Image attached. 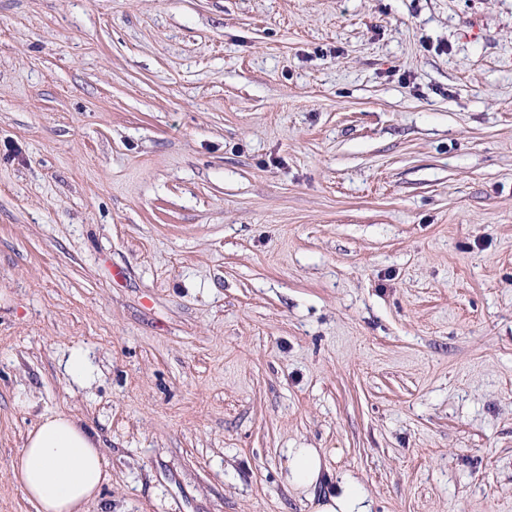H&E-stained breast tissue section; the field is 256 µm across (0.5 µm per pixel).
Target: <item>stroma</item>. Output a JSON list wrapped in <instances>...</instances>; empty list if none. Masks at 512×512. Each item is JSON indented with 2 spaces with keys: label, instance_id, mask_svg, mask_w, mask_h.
I'll return each mask as SVG.
<instances>
[{
  "label": "stroma",
  "instance_id": "obj_1",
  "mask_svg": "<svg viewBox=\"0 0 512 512\" xmlns=\"http://www.w3.org/2000/svg\"><path fill=\"white\" fill-rule=\"evenodd\" d=\"M57 413L87 512H512V0H0V512ZM285 456V480L294 490L307 494L311 512H372V501L363 485L347 475L336 480L318 448H289ZM331 481L334 484L327 488Z\"/></svg>",
  "mask_w": 512,
  "mask_h": 512
}]
</instances>
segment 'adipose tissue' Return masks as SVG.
<instances>
[{
    "label": "adipose tissue",
    "instance_id": "ef3b65f1",
    "mask_svg": "<svg viewBox=\"0 0 512 512\" xmlns=\"http://www.w3.org/2000/svg\"><path fill=\"white\" fill-rule=\"evenodd\" d=\"M285 480L306 493L312 512H372V501L354 477L324 473L318 449H287ZM14 480L39 512H85L106 480L103 455L91 433L74 417L56 414L29 432L10 463Z\"/></svg>",
    "mask_w": 512,
    "mask_h": 512
}]
</instances>
